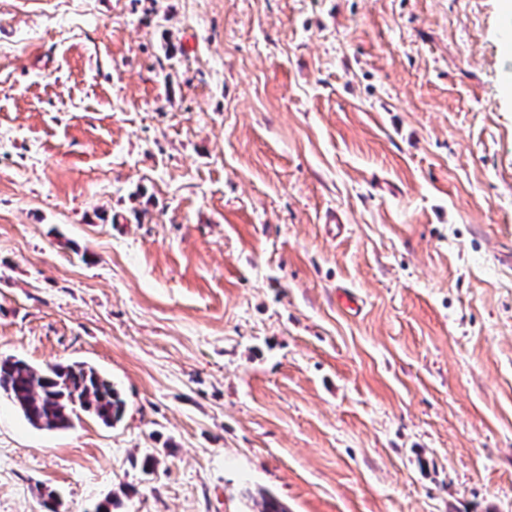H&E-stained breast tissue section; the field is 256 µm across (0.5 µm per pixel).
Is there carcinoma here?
I'll return each mask as SVG.
<instances>
[{
    "mask_svg": "<svg viewBox=\"0 0 512 512\" xmlns=\"http://www.w3.org/2000/svg\"><path fill=\"white\" fill-rule=\"evenodd\" d=\"M0 395L7 397L35 428L62 430L75 407L112 427L125 412V401L111 381L82 364L53 365L41 371L14 356L0 358ZM259 512H288L272 493L258 492Z\"/></svg>",
    "mask_w": 512,
    "mask_h": 512,
    "instance_id": "1",
    "label": "carcinoma"
}]
</instances>
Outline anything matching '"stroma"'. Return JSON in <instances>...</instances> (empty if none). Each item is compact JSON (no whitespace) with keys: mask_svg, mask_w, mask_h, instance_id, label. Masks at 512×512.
<instances>
[{"mask_svg":"<svg viewBox=\"0 0 512 512\" xmlns=\"http://www.w3.org/2000/svg\"><path fill=\"white\" fill-rule=\"evenodd\" d=\"M505 16L0 0V358L126 401L0 397V512H512ZM0 395L35 428L62 430L78 405L108 427L120 422L125 401L111 381L82 364L37 370L14 356L0 358Z\"/></svg>","mask_w":512,"mask_h":512,"instance_id":"obj_1","label":"stroma"}]
</instances>
